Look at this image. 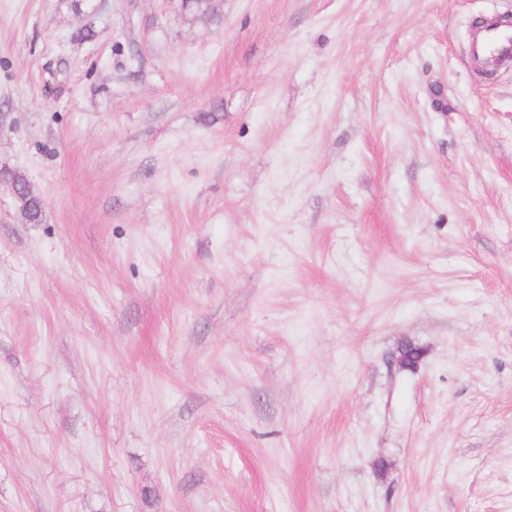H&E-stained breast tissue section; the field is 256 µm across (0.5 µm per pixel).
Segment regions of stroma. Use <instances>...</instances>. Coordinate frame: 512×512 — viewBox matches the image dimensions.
<instances>
[{
	"instance_id": "obj_1",
	"label": "stroma",
	"mask_w": 512,
	"mask_h": 512,
	"mask_svg": "<svg viewBox=\"0 0 512 512\" xmlns=\"http://www.w3.org/2000/svg\"><path fill=\"white\" fill-rule=\"evenodd\" d=\"M497 18L0 0V512H512ZM471 52L475 58L488 56L512 57V24L485 26L472 36ZM12 180L18 185L20 192L17 194V187L11 183L10 190L21 204L22 210L30 223L37 224L43 219V209L41 201L35 195H31L26 191L28 187L27 181L23 176L15 174L12 175Z\"/></svg>"
}]
</instances>
